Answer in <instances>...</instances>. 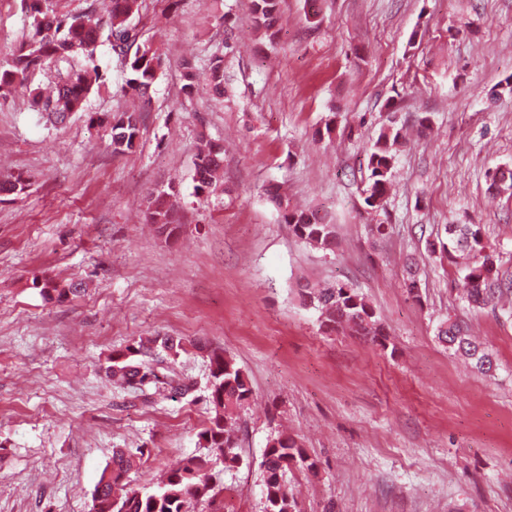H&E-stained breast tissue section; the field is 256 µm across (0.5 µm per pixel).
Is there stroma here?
Wrapping results in <instances>:
<instances>
[{
  "label": "stroma",
  "instance_id": "35a3bbf8",
  "mask_svg": "<svg viewBox=\"0 0 512 512\" xmlns=\"http://www.w3.org/2000/svg\"><path fill=\"white\" fill-rule=\"evenodd\" d=\"M250 0H147L136 23L168 59L134 151H112L103 116L128 108L109 45L88 111L53 125L17 90L0 98V176L30 177L0 202V512H88L116 448L143 449L130 481L155 486L196 454L209 417L207 352L233 356L252 389L239 412L243 464L224 473V512H265L260 462L292 435L316 463L288 483L302 512H512V315L468 306L466 258L427 251L447 224H478L512 279V0H282L272 33ZM224 95L181 90L180 64L224 38ZM429 117L399 146L383 216L363 204L366 153L389 120ZM333 132H326L328 120ZM223 144L216 187L196 195L201 141ZM175 184L178 235L143 218ZM335 224L336 251L282 224L273 192ZM387 226L377 234V223ZM419 263L406 287L405 261ZM78 295H46L35 282ZM340 281L388 334L381 348L330 332L298 295ZM495 356L475 372L439 343L443 321ZM197 339L173 365L191 397L132 405L100 364L139 336Z\"/></svg>",
  "mask_w": 512,
  "mask_h": 512
}]
</instances>
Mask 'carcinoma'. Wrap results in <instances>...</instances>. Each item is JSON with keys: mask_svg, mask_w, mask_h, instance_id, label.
I'll return each mask as SVG.
<instances>
[{"mask_svg": "<svg viewBox=\"0 0 512 512\" xmlns=\"http://www.w3.org/2000/svg\"><path fill=\"white\" fill-rule=\"evenodd\" d=\"M145 0H103L102 9L59 12L49 7L48 0H21L25 39L10 56L0 62V97L6 98L19 88L28 91L29 106L48 119L64 122L68 116L85 111L88 96L103 82V69L96 51L105 40L113 54L125 67L122 92L146 106L156 80L167 67V60L152 44L141 40L137 25ZM280 0H252V14L257 29H273L279 18ZM68 65L55 91L44 94L36 84L37 76L51 65ZM182 89L191 98L200 82L215 94L224 92V54L215 53L209 63L199 68L191 61L182 64ZM112 151L123 154L132 150L138 140L142 111L125 110L109 116ZM404 126L393 124L379 133L369 148L363 191L368 211L385 210L392 187V169L397 146L403 143ZM224 148L214 142L206 144L195 158V191L204 195L216 182L223 163ZM29 182L18 175L0 182V194L23 195ZM491 190L512 189V168L504 167L494 174ZM178 191L168 189L151 194L145 205V221L157 232L170 238L180 229L173 202ZM282 222L294 236L314 247L333 250L336 227L317 213L292 208L277 197ZM431 252L451 255L456 249L466 250L471 262L464 275V293L468 304L479 308H496L512 296V283L498 278V257L487 250L479 224H448L443 234L429 243ZM299 296L304 305L319 313L321 324L328 330L348 329L371 342L386 347V332L366 298L343 283L332 282L319 288L301 286ZM437 337L449 350L468 360L484 375L496 369L491 351L473 341L457 322L440 326ZM197 344L180 336L138 337L107 358L101 370L110 380L133 389L143 403L153 401L164 389L186 396L194 393L193 382L158 372L153 363L174 360ZM210 376L206 402L210 418L197 432L199 454L171 468L165 481L155 491H145L130 484L129 474L144 456L143 450L131 453L113 450L112 462L101 472L91 496L89 512H188L194 501L215 503L222 489L226 471L239 468L243 457L238 451V411L252 395L246 376L235 359L223 352L208 354ZM265 489L266 512H300L298 501L288 487L286 475L293 469L313 472L316 463L297 441L279 434L268 444L260 465Z\"/></svg>", "mask_w": 512, "mask_h": 512, "instance_id": "carcinoma-1", "label": "carcinoma"}]
</instances>
